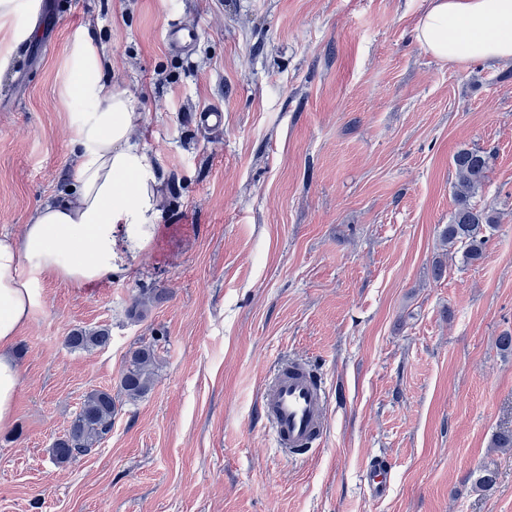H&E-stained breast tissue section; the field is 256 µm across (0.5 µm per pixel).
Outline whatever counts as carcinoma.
Wrapping results in <instances>:
<instances>
[{"mask_svg": "<svg viewBox=\"0 0 512 512\" xmlns=\"http://www.w3.org/2000/svg\"><path fill=\"white\" fill-rule=\"evenodd\" d=\"M457 181L454 185L455 209L448 224L441 231L444 246L462 252L465 263L483 258L489 236L486 232L496 227L493 213L475 204L474 198L482 190L491 168V156L476 149H461L453 157ZM107 329H75L66 337V345L83 352L108 345ZM156 361L151 346L141 345L130 352L120 378L125 396L136 401L152 387V367ZM115 403L107 390H92L86 394L67 433L56 440L52 455L60 464L68 463L90 453L112 430Z\"/></svg>", "mask_w": 512, "mask_h": 512, "instance_id": "1", "label": "carcinoma"}]
</instances>
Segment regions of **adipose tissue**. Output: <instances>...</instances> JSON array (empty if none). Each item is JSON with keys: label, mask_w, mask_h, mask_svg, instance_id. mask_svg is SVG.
<instances>
[{"label": "adipose tissue", "mask_w": 512, "mask_h": 512, "mask_svg": "<svg viewBox=\"0 0 512 512\" xmlns=\"http://www.w3.org/2000/svg\"><path fill=\"white\" fill-rule=\"evenodd\" d=\"M418 42L451 63L512 60V0H431ZM71 93L92 102L72 113L76 159L67 194L41 202L20 237H0V428L15 419L21 372L12 356L44 275L82 288L127 271L160 215L159 173L132 131L141 120L132 93L101 76L96 45L81 42Z\"/></svg>", "instance_id": "ef3b65f1"}]
</instances>
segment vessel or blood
<instances>
[{
  "instance_id": "obj_1",
  "label": "vessel or blood",
  "mask_w": 512,
  "mask_h": 512,
  "mask_svg": "<svg viewBox=\"0 0 512 512\" xmlns=\"http://www.w3.org/2000/svg\"><path fill=\"white\" fill-rule=\"evenodd\" d=\"M199 37V28L181 25L170 27L166 33L168 47L178 53L188 51ZM325 404L326 392L305 362L291 359L279 363L261 393V412L275 447L296 458L321 441L325 432ZM365 483L373 497L386 495L390 471L384 461L375 459L369 463Z\"/></svg>"
}]
</instances>
